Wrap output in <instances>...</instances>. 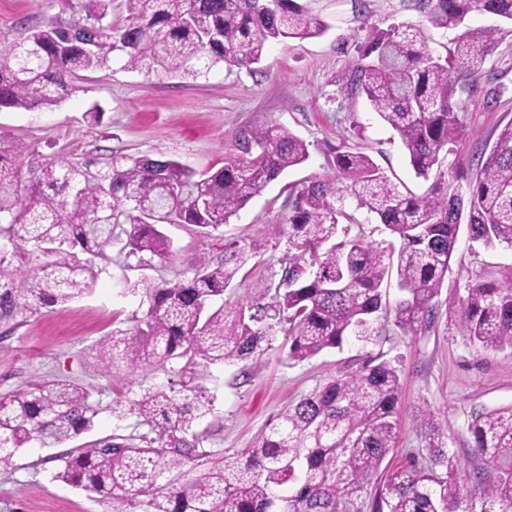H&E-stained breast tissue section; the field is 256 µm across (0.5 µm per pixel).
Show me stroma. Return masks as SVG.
<instances>
[{"instance_id": "obj_1", "label": "stroma", "mask_w": 512, "mask_h": 512, "mask_svg": "<svg viewBox=\"0 0 512 512\" xmlns=\"http://www.w3.org/2000/svg\"><path fill=\"white\" fill-rule=\"evenodd\" d=\"M329 25L317 38L285 39L267 45L256 69L217 65L194 78L145 75L112 67L77 73L74 93L61 106L39 111L0 109V140L18 143L26 152L21 183L46 166L77 164L91 176L109 169L119 156H148L180 162L198 173L223 166L236 156L240 132L249 127L278 125L308 145L309 158L284 172L259 196L230 218L215 236H200L193 225L169 224L175 257L138 264L113 244L106 258L96 260L91 291L82 299L40 309L0 340V398L43 382L73 384L89 391L99 408L94 429L71 442L22 449L9 471H0V512H143L100 501L92 493L58 479L59 457L112 437L147 433L133 414H112L115 402L137 399L142 388L183 381L201 387L210 402L195 430L205 435L204 447L235 452L248 447L277 415L302 396L322 386L345 358L360 353V343L343 351H327L295 366L283 358L282 334L270 336L261 360L242 371L237 364L149 368L107 376L93 354L96 344L115 328H127L141 314L139 295L122 290L123 281L179 282L194 275L199 257L219 258L233 239L265 242V250L240 271L224 294L225 307L250 309L256 288L278 285L288 264V212L296 190L333 177L332 159L347 146L369 154L401 190L421 195L432 180L415 175L398 135L372 111L364 98L347 97L340 89L341 72L355 55L357 42L372 27L409 22L422 26L434 53L445 54L453 31L429 25L416 0H369V17L354 18L349 0H312ZM66 10L65 0H0V47L18 41L25 30L41 28ZM503 71L507 86L496 110L481 98L465 99L460 119L465 139L457 154L468 160L491 146L499 130L512 121V37L491 58ZM99 107L101 119L87 113ZM512 264V248H484L459 232L447 287L464 288L476 275L493 277ZM399 370L401 395L397 439L384 465L398 468L426 463V450L415 429L418 408L445 415V441L453 454L454 475L468 484L472 463L467 416L476 407L512 403V351L487 353L471 346L448 321L429 331L403 334L387 326L377 345Z\"/></svg>"}]
</instances>
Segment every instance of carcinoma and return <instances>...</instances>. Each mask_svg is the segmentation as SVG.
I'll use <instances>...</instances> for the list:
<instances>
[{"label": "carcinoma", "mask_w": 512, "mask_h": 512, "mask_svg": "<svg viewBox=\"0 0 512 512\" xmlns=\"http://www.w3.org/2000/svg\"><path fill=\"white\" fill-rule=\"evenodd\" d=\"M128 18L112 24V0H68L70 15L0 50V108L57 106L72 93L80 71L121 68L196 77L218 64L250 68L266 44L279 38L320 37L328 24L303 0H127ZM429 23L458 31L446 57L430 51L412 23L373 28L339 84L365 98L398 135L416 176L429 177L443 151L465 138L457 90L494 109L506 90L486 67L504 29L472 28L473 12L512 23V0H419ZM239 154L214 172L198 174L172 160L147 156L112 159L90 179L72 164L49 166L18 193L21 145H0V327L80 298L91 290L92 259L123 243L139 262L174 255L165 224H192L212 235L261 194L270 182L309 157L306 142L281 126L249 128ZM338 178L300 189L283 223L293 262L276 288L258 289L256 311L212 307L247 261L267 244L224 242L217 260L201 257L188 283L123 284L147 305L133 325L99 341L95 358L111 375L165 366L261 358L268 336L281 331L287 359L296 365L350 339L367 345L383 321L403 333L430 329L460 225L474 242L512 247V121L491 148L469 161L471 173L448 167L446 187L423 197L402 192L367 154L336 151ZM352 199L389 232L390 239L336 241V204ZM129 228L116 232L117 226ZM126 239H121L120 235ZM80 248L91 259L72 253ZM40 260L17 275L13 258ZM396 277L403 297L390 305L383 284ZM448 313L460 335L485 352L512 350V264L493 278L476 276L465 293L448 289ZM398 370L383 354L348 358L323 386L283 410L247 448L214 455L193 431L206 413L202 390L144 388L132 402L150 434L116 436L62 457L57 478L108 503L149 512H360L357 500L395 447ZM99 413L90 394L74 385L36 384L0 399V471L28 444H62L92 429ZM416 429L428 466L415 462L387 472L367 504L370 512H512V405L475 407L467 430L475 464L470 486L452 475L444 425L430 409ZM446 469V475L435 467Z\"/></svg>", "instance_id": "cac0c4a2"}]
</instances>
